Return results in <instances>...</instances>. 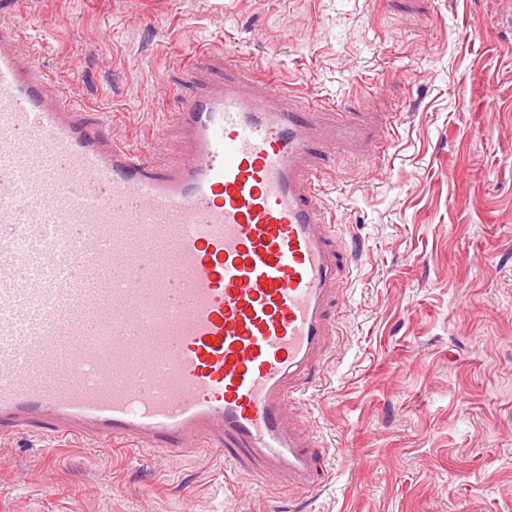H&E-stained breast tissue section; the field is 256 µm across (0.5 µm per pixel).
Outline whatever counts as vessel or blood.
Instances as JSON below:
<instances>
[{"label":"vessel or blood","instance_id":"b4317fda","mask_svg":"<svg viewBox=\"0 0 512 512\" xmlns=\"http://www.w3.org/2000/svg\"><path fill=\"white\" fill-rule=\"evenodd\" d=\"M0 20V434L42 429L317 480L290 398L334 334L344 267L315 180L356 133L227 69L157 167L61 100Z\"/></svg>","mask_w":512,"mask_h":512}]
</instances>
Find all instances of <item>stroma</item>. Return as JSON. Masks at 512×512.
<instances>
[{
	"mask_svg": "<svg viewBox=\"0 0 512 512\" xmlns=\"http://www.w3.org/2000/svg\"><path fill=\"white\" fill-rule=\"evenodd\" d=\"M89 120L182 148L208 53L392 125L317 184L351 253L320 375L292 403L316 489L199 447L0 436V512H512V0H16Z\"/></svg>",
	"mask_w": 512,
	"mask_h": 512,
	"instance_id": "obj_1",
	"label": "stroma"
}]
</instances>
